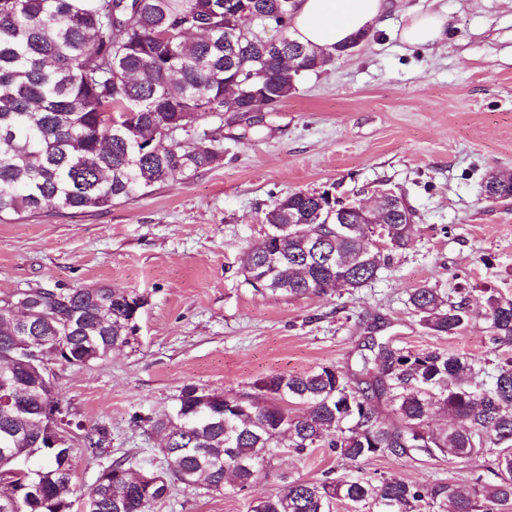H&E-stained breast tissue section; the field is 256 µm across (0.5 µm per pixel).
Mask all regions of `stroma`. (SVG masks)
Segmentation results:
<instances>
[{"label": "stroma", "instance_id": "1", "mask_svg": "<svg viewBox=\"0 0 512 512\" xmlns=\"http://www.w3.org/2000/svg\"><path fill=\"white\" fill-rule=\"evenodd\" d=\"M411 10L446 14V41L431 50L403 43ZM202 126L224 155L192 179L171 178L108 211L48 207L0 222V295L108 285L147 300L130 345L83 368H56L63 407L111 438L100 458L76 454L80 487L117 459L163 470L162 439L147 420L172 412L187 384L251 398L273 374L326 364L352 372L372 337L481 361L501 351L484 291L512 297V197H486L481 185L512 170V0H395L384 25L325 69L304 73L275 111L215 114ZM380 186L402 194L415 218L407 245L376 280L296 297L245 282L240 257L267 232L277 199L325 188L351 197ZM422 285L444 294L468 288L470 321L460 335L421 325L407 299ZM481 463L379 457L363 469L466 488ZM327 473H345L330 449L281 454L256 491L279 489L285 476ZM154 512H248V500L178 484Z\"/></svg>", "mask_w": 512, "mask_h": 512}]
</instances>
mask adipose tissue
<instances>
[{"label": "adipose tissue", "mask_w": 512, "mask_h": 512, "mask_svg": "<svg viewBox=\"0 0 512 512\" xmlns=\"http://www.w3.org/2000/svg\"><path fill=\"white\" fill-rule=\"evenodd\" d=\"M391 8V0H297L291 31L300 42L330 53L336 45L382 25ZM447 25L441 12L412 11L400 38L412 46L432 48L444 40Z\"/></svg>", "instance_id": "ef3b65f1"}]
</instances>
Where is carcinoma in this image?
<instances>
[{
    "label": "carcinoma",
    "mask_w": 512,
    "mask_h": 512,
    "mask_svg": "<svg viewBox=\"0 0 512 512\" xmlns=\"http://www.w3.org/2000/svg\"><path fill=\"white\" fill-rule=\"evenodd\" d=\"M286 0H0V218L108 211L180 175L215 166L220 140L199 121L216 112H271L300 76L330 64L290 36ZM282 33L278 47L254 27ZM169 135H163V131ZM190 134L176 140L173 132ZM512 196V172L482 185ZM328 199L295 191L265 215L269 231L244 253L241 272L258 292L321 295L362 288L390 252L406 245L412 209L391 210L386 250L363 251L371 224L342 231ZM18 315L0 299V512H153L175 484L248 494L285 448L302 458L330 448L352 474L293 479L251 496L249 512H502L512 506V355L492 370L461 353L372 343L347 378L328 365L272 375L246 403L231 390L183 387L173 413L148 418L165 436L162 471L111 462L80 494L74 451L102 456L108 432L69 418L36 354L57 353L86 367L130 343L146 298L125 290L31 288ZM408 302L424 328L458 336L470 310L437 290L412 289ZM485 317L493 339L512 346V299L491 290ZM391 407L384 417L380 401ZM301 405L292 414L288 405ZM457 424L437 427L431 416ZM387 455L484 459L494 482L463 491L445 481L368 476L363 464Z\"/></svg>",
    "instance_id": "carcinoma-1"
}]
</instances>
